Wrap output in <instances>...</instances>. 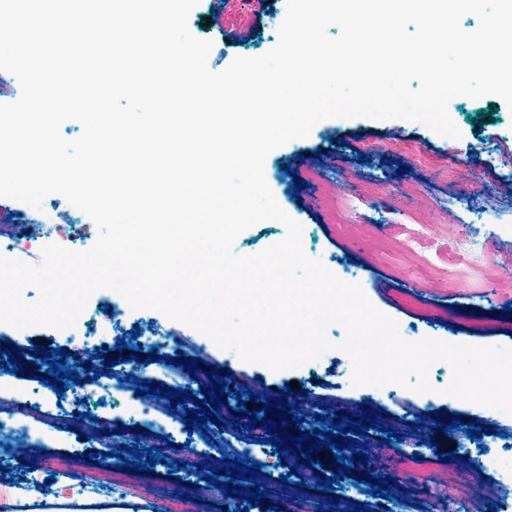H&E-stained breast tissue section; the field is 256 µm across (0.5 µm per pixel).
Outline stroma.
<instances>
[{"mask_svg":"<svg viewBox=\"0 0 512 512\" xmlns=\"http://www.w3.org/2000/svg\"><path fill=\"white\" fill-rule=\"evenodd\" d=\"M259 12L254 0H225L221 25L207 24L211 4L200 0L188 19L190 32L213 42L208 67L219 72L238 57H256L272 49L278 40L276 13L286 0H269ZM449 114L461 132L460 138L441 136L425 125L403 120L368 118L327 119L317 123L308 137L273 150L265 161V177L282 209L303 226L305 254L318 259L337 277L347 270L358 274L357 282L369 301L394 319L401 337L478 347H512V318L503 307L512 305V286L485 288L488 272L512 266V109L495 95L478 99L459 96L448 105ZM306 186L294 190V179ZM33 225L35 234L18 237L14 259L40 264L44 246L55 243L73 251L90 249L98 230L91 219L62 195H48L41 208L0 197V226ZM460 259L448 260L449 250ZM161 335L176 343L180 352L199 366L224 371V384L232 394L219 411L225 426L186 432L181 413L170 412L169 400L156 399L146 436L140 446L150 448L164 427L185 433L188 447L212 456L214 464L234 459L239 449H253V460L264 475V485L275 491L274 500L285 512H301L304 501L322 507V488L299 485L290 471L295 457L279 460L268 437L251 436L249 429L233 430L241 421L237 392L251 389L260 399H285L301 417V431L326 433L327 414L349 412L361 417L362 406L383 411V431L357 437L368 444L371 477L396 478L395 464L414 455L438 462L445 473L469 478L480 474L479 488L489 504H501L512 512V415L444 395L452 379L449 364L432 365L428 378L432 392L417 393L390 383L382 387L353 386V364L338 350L346 332L330 325L326 336L332 350L295 369L274 371L242 361L232 350L219 348L208 336L153 309H134L117 292L96 291L89 298L75 325L66 329L34 326L17 329L0 323V349L11 345L22 349L27 362L24 373L11 374L0 366V399L22 401L39 392L48 419L17 417L29 427L28 448L40 458V478L55 477L63 483L64 495L73 512H86L89 498L78 488L87 479L85 466L75 453L103 451L105 444H128V437L113 435V428L127 424L140 409L136 380H149L190 391L194 400L206 399L197 391L190 375L181 368L156 362L130 361V381L112 387L109 378L84 386L74 400L57 408L56 393L43 380L34 379L35 346L48 350L62 347L73 361H85L101 370L102 359H118L119 345L135 347L132 332ZM92 337L105 347L104 358L90 357L82 343ZM300 389L286 393L290 382ZM460 416L479 426L476 437L462 427L436 431V415ZM110 428L107 440L94 435L95 427ZM403 434V442H386L385 430ZM494 455L492 468L472 467V449ZM451 453L442 463L439 453ZM27 468L11 464L0 472V512H52L50 499L29 503ZM201 472L188 466L177 470L169 463L156 464L149 476L127 475L125 483L109 497L94 502L101 512H202L199 504L181 498L180 483L198 482ZM390 499L366 496L367 512H391L405 505L407 512H467L468 496L440 481L413 485L401 481L390 486Z\"/></svg>","mask_w":512,"mask_h":512,"instance_id":"obj_1","label":"stroma"}]
</instances>
